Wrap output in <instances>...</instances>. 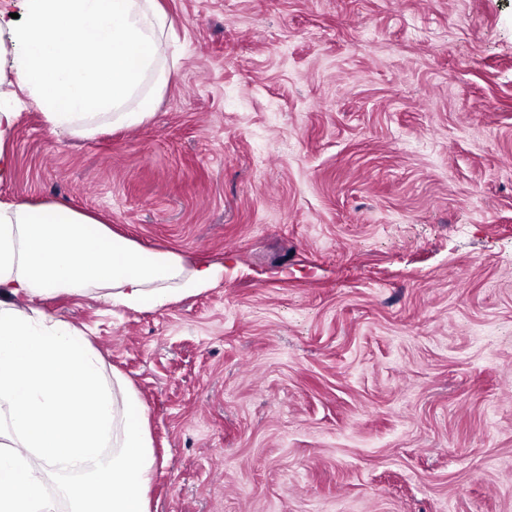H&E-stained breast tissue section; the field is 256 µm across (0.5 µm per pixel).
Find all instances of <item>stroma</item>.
I'll use <instances>...</instances> for the list:
<instances>
[{
    "label": "stroma",
    "mask_w": 512,
    "mask_h": 512,
    "mask_svg": "<svg viewBox=\"0 0 512 512\" xmlns=\"http://www.w3.org/2000/svg\"><path fill=\"white\" fill-rule=\"evenodd\" d=\"M158 3L151 117L24 108L0 179L218 271L34 303L137 391L151 512H512V0Z\"/></svg>",
    "instance_id": "stroma-1"
}]
</instances>
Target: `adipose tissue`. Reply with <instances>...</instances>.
Instances as JSON below:
<instances>
[{
  "instance_id": "1",
  "label": "adipose tissue",
  "mask_w": 512,
  "mask_h": 512,
  "mask_svg": "<svg viewBox=\"0 0 512 512\" xmlns=\"http://www.w3.org/2000/svg\"><path fill=\"white\" fill-rule=\"evenodd\" d=\"M0 13L10 68L25 99L0 96L4 144L21 103L51 129L81 138L134 127L162 90L170 31L158 0H24ZM81 49H73L74 39ZM214 267L185 269L96 217L57 203L0 205V512H150L155 457L132 385L107 373L75 329L15 304L24 296L90 294L116 306L159 308L209 287ZM57 489H49L50 475Z\"/></svg>"
}]
</instances>
